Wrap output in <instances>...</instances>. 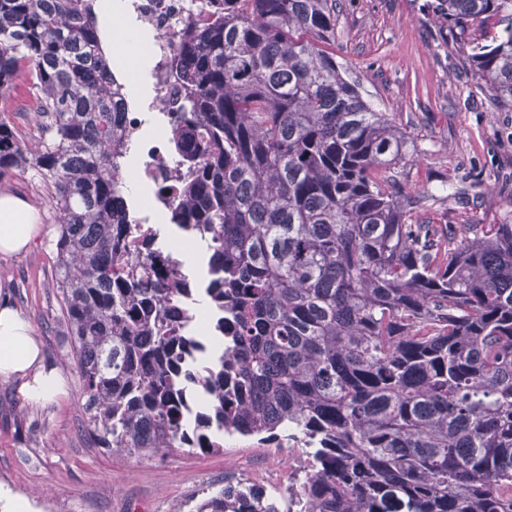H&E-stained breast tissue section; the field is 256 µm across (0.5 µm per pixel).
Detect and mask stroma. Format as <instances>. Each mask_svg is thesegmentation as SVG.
I'll list each match as a JSON object with an SVG mask.
<instances>
[{
	"label": "stroma",
	"instance_id": "1",
	"mask_svg": "<svg viewBox=\"0 0 512 512\" xmlns=\"http://www.w3.org/2000/svg\"><path fill=\"white\" fill-rule=\"evenodd\" d=\"M336 57L377 110L413 141L418 162L397 169L396 190L425 189L423 220L497 224L512 214V110L477 90L462 56L479 28L449 31L426 20L425 0H341ZM26 199L40 231L24 254L0 255V294L30 319L47 365L66 377L57 401L35 405L16 379L0 378V487L25 496L33 512H193L224 484L242 482L287 495L312 465L289 441L228 435L214 452L172 448L125 454L88 438L70 328L53 286L58 226L51 190L36 168L0 178V193Z\"/></svg>",
	"mask_w": 512,
	"mask_h": 512
}]
</instances>
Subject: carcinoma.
<instances>
[{"label": "carcinoma", "mask_w": 512, "mask_h": 512, "mask_svg": "<svg viewBox=\"0 0 512 512\" xmlns=\"http://www.w3.org/2000/svg\"><path fill=\"white\" fill-rule=\"evenodd\" d=\"M170 70L185 106L169 223L208 241L218 337L193 328L186 274L132 241L128 134L95 0H0V89L28 73L43 149L0 120V176L37 168L58 212L56 288L91 441L220 449V433L312 448L281 499L229 483L195 512H512V218L435 224L398 194L406 131L325 44L340 0H219ZM447 29L499 25L464 57L512 106V0H431Z\"/></svg>", "instance_id": "carcinoma-1"}]
</instances>
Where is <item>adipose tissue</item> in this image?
Here are the masks:
<instances>
[{"mask_svg":"<svg viewBox=\"0 0 512 512\" xmlns=\"http://www.w3.org/2000/svg\"><path fill=\"white\" fill-rule=\"evenodd\" d=\"M101 14L114 25L113 39L119 48L115 65L125 72L132 86H139L144 64L140 48L143 35L124 18L123 0H100ZM35 210L25 199L0 195V254L15 255L26 250L37 235ZM0 377L20 379V390L30 401L50 402L64 389L58 368L46 366L30 320L10 301L0 302Z\"/></svg>","mask_w":512,"mask_h":512,"instance_id":"ef3b65f1","label":"adipose tissue"}]
</instances>
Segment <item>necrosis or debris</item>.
<instances>
[{
	"instance_id": "obj_1",
	"label": "necrosis or debris",
	"mask_w": 512,
	"mask_h": 512,
	"mask_svg": "<svg viewBox=\"0 0 512 512\" xmlns=\"http://www.w3.org/2000/svg\"><path fill=\"white\" fill-rule=\"evenodd\" d=\"M126 15L143 31L152 35L151 55L152 95L141 104H133L126 86H119L115 101L123 114V122L135 140L141 156L140 178L156 186L164 183L175 164L169 153L167 134L173 131L179 110L182 89L180 85L166 78L173 45L182 25L189 20L205 15L210 0H124ZM156 113L161 118L167 134L164 137H148L143 133L146 113Z\"/></svg>"
}]
</instances>
